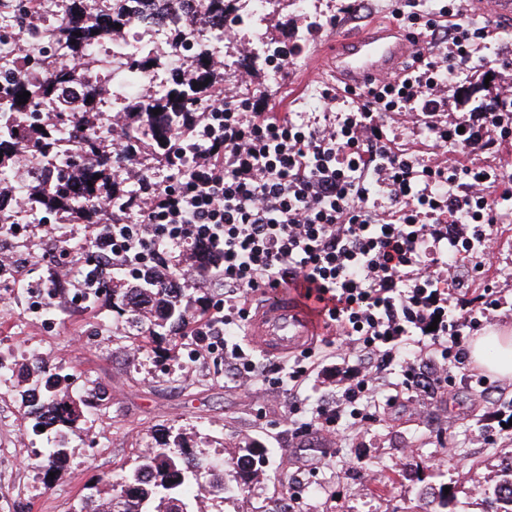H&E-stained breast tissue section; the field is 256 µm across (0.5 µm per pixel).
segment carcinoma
Wrapping results in <instances>:
<instances>
[{
	"label": "carcinoma",
	"instance_id": "1",
	"mask_svg": "<svg viewBox=\"0 0 512 512\" xmlns=\"http://www.w3.org/2000/svg\"><path fill=\"white\" fill-rule=\"evenodd\" d=\"M135 0H65L63 18L52 29L51 36L71 50L72 61L57 67L40 68L34 57V37L38 29L19 26L18 41L23 45L16 55L17 72L5 75L7 88L0 95L8 102L0 111V173L9 175L23 154L42 158V167L30 182L27 196L44 217L58 216L98 227L114 223L115 213L103 215L96 203L111 201L114 210L124 208L131 197L145 191L152 172L137 165L139 159L151 157L159 164L173 167L184 161L178 147L193 136L204 116L198 101L212 97L224 89V70L213 65L204 54L183 61L175 80L159 96H145L137 87L150 69L161 65L170 49L183 41L185 30L174 29L168 43L147 55L126 61L129 79L122 115L129 140V152L122 161L115 160L112 150L90 140H82V150L67 162V171L51 175L48 159L55 155L56 140L52 126L55 118L46 113L43 120L27 126L22 116L38 112L47 101H56L61 113L70 118L75 132L94 125L104 110L106 90L93 75L98 62L95 51L108 37L117 43L135 16ZM236 0H200L197 9L186 19L189 26H205L214 19H224ZM29 92L27 103L18 104V95ZM158 109L160 113L153 114ZM130 166V176L120 180L113 174L118 165ZM14 186L0 179V224L13 223ZM177 276L149 272L133 282L112 284L104 302L128 323L144 329L154 338L160 332L177 334L187 328L190 310L184 295L174 288ZM66 377L49 372L46 362L34 359L22 370L19 395L28 408L33 431L45 427L59 436L46 449L43 468L57 472L64 468L69 452L64 438L81 437L86 414L105 392L93 388L82 394H71L62 385ZM264 449L248 446L232 456L236 489L245 490L258 478L256 463ZM102 488L83 496L76 512H202L201 503L208 499L224 502L231 491L224 471L214 472L210 463L195 449L175 438H163L137 456L128 475L119 483L112 478L100 479ZM198 487V493L187 496L185 489ZM505 485L512 486V465L493 489L491 501L495 512H512V498L499 496Z\"/></svg>",
	"mask_w": 512,
	"mask_h": 512
}]
</instances>
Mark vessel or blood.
Returning a JSON list of instances; mask_svg holds the SVG:
<instances>
[{
    "label": "vessel or blood",
    "mask_w": 512,
    "mask_h": 512,
    "mask_svg": "<svg viewBox=\"0 0 512 512\" xmlns=\"http://www.w3.org/2000/svg\"><path fill=\"white\" fill-rule=\"evenodd\" d=\"M474 8L500 21L512 20V0H476ZM423 46L421 36L409 37L376 22L326 43L317 54L318 68L334 74L347 88L365 91L375 80L398 71L402 61ZM323 334L318 306L301 300L290 286L256 300L244 327L246 340L269 357H288L316 344Z\"/></svg>",
    "instance_id": "obj_1"
}]
</instances>
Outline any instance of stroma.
I'll return each instance as SVG.
<instances>
[{
	"label": "stroma",
	"instance_id": "obj_1",
	"mask_svg": "<svg viewBox=\"0 0 512 512\" xmlns=\"http://www.w3.org/2000/svg\"><path fill=\"white\" fill-rule=\"evenodd\" d=\"M394 4L369 0L355 15L347 0H308L302 13L284 8L264 26L266 38L290 50L281 79L271 84L267 69H252V92L265 94L280 112H323L321 92L335 81L314 73L316 51L342 33L389 20ZM468 19L488 26L492 36L481 67L455 85L451 111L458 120L512 85V67L505 65L512 60V32L487 14L472 12ZM76 285L38 261L23 286L0 281V354L18 367L43 358L72 391L96 385L105 392L82 437L69 441L65 470L50 477L41 466L46 438L31 430L17 379L0 383V512H76L99 477L121 480L137 455L168 432L182 434L217 467L246 443L265 449L263 477L225 500L223 512H276L296 496L302 499L297 512H486L512 462V435L499 432L500 417L512 414V377L495 378L484 392L485 370L478 366L425 408L397 401L366 429L342 417L335 446L316 433L296 436L285 420L308 421L317 406L335 401L355 354L339 357L317 343V367L298 394L272 395L264 384L235 381L223 351L203 350L191 329L145 338L101 304L75 305L66 296L52 301L53 326L27 316L24 290ZM301 469L313 475L299 488L292 475Z\"/></svg>",
	"mask_w": 512,
	"mask_h": 512
}]
</instances>
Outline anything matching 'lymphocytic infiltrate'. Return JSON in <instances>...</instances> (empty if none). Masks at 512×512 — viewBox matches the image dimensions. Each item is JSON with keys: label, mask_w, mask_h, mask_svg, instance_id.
Here are the masks:
<instances>
[{"label": "lymphocytic infiltrate", "mask_w": 512, "mask_h": 512, "mask_svg": "<svg viewBox=\"0 0 512 512\" xmlns=\"http://www.w3.org/2000/svg\"><path fill=\"white\" fill-rule=\"evenodd\" d=\"M465 7L448 0L435 14L395 11L398 25H419L427 51L403 74L352 92L347 111L325 124L213 98L200 160L150 181L135 204L138 223L112 224L89 239L92 249L125 257L134 274L174 267L186 275L192 254H210L224 304L196 334L223 347L225 366L245 385L277 391L310 375L301 364H260L228 340L248 318L252 296L300 283L331 326V345L360 361L335 404L293 422L296 434L334 435L345 414L356 426L373 421L368 403L394 364L400 395L424 406L451 386L449 367L464 368L468 337L497 306L489 287L476 299L451 293L463 279L461 255L490 256L498 207L512 202V181L471 160L495 132L512 131V90L468 121L446 115L448 87L478 68L472 48L490 33L462 23ZM390 112L424 123L443 158L430 163L398 147L384 121Z\"/></svg>", "instance_id": "f902f5d3"}]
</instances>
